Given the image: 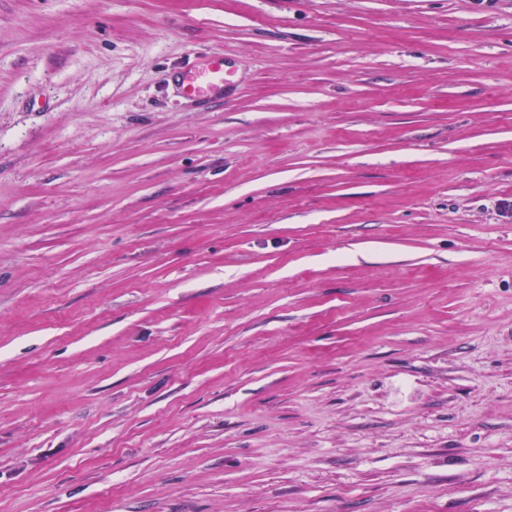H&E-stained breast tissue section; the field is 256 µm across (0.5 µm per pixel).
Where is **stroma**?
Returning <instances> with one entry per match:
<instances>
[{
	"label": "stroma",
	"instance_id": "35a3bbf8",
	"mask_svg": "<svg viewBox=\"0 0 512 512\" xmlns=\"http://www.w3.org/2000/svg\"><path fill=\"white\" fill-rule=\"evenodd\" d=\"M506 201L512 0H0V512H512ZM231 72L225 68L224 55H213L203 66H190L180 73V88L191 98H207L232 83Z\"/></svg>",
	"mask_w": 512,
	"mask_h": 512
}]
</instances>
